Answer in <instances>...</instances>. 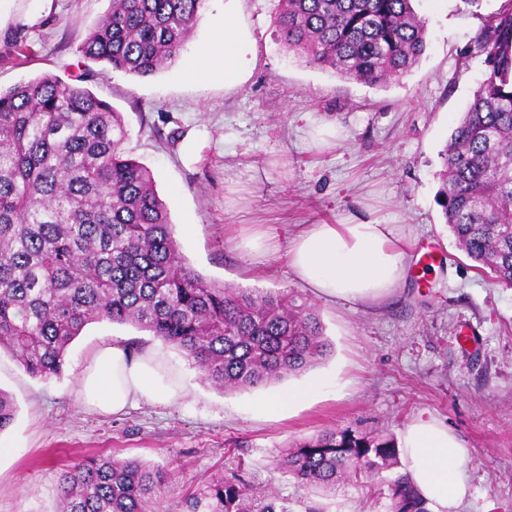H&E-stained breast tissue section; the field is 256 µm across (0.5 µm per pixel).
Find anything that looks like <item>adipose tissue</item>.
Instances as JSON below:
<instances>
[{"label":"adipose tissue","mask_w":512,"mask_h":512,"mask_svg":"<svg viewBox=\"0 0 512 512\" xmlns=\"http://www.w3.org/2000/svg\"><path fill=\"white\" fill-rule=\"evenodd\" d=\"M247 44L235 11L225 9L212 44L190 67L188 78L240 80L249 64ZM243 245L266 258L285 255L294 277L314 296L353 306L390 296L408 272L410 243L398 225L351 216L333 224L302 225L283 245L257 230ZM163 372L161 359L152 352L135 356L116 341L101 345L79 374L78 401L112 416L141 402L170 404L182 396L184 386ZM401 444L403 470L433 512H459L469 483L462 471L466 450L457 437L437 420L420 417L406 425Z\"/></svg>","instance_id":"adipose-tissue-1"}]
</instances>
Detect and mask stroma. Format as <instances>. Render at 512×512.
I'll return each mask as SVG.
<instances>
[{
    "label": "stroma",
    "instance_id": "1",
    "mask_svg": "<svg viewBox=\"0 0 512 512\" xmlns=\"http://www.w3.org/2000/svg\"><path fill=\"white\" fill-rule=\"evenodd\" d=\"M224 2L206 0L174 62L134 77L79 51L110 0H0V89L52 73L120 112L126 148L150 170L181 255L208 281L302 291L285 257L256 265L238 232L259 228L283 244L298 225L345 215L401 225L411 256L432 249L438 262L375 306L315 300L329 355L281 381L231 393L205 383L179 350L130 324L87 325L62 375L48 380L31 377L1 350L0 389L17 411L0 433V512H56L60 472L101 453L165 467L166 512H192V503L193 512H208V485L217 476L286 498L292 512H384L365 489L324 496L274 459L327 428L397 442L418 417L441 421L467 450L470 490L461 512H512V288L475 268L438 199L441 153L485 71L465 50L483 16L504 0H414L426 21V48L407 74L381 86L341 78L288 51L274 25L280 0H236L250 65L246 81L230 89L185 77L223 18ZM19 38L32 45V56L16 52ZM312 120L336 125L341 139L313 147ZM190 135L198 142L193 156L183 151ZM254 174L257 191L228 208V188ZM186 224L191 233H183ZM115 340L160 354L179 373L185 396L119 416L81 407L79 370L97 346ZM316 375L324 388L294 413L255 410L258 399Z\"/></svg>",
    "mask_w": 512,
    "mask_h": 512
}]
</instances>
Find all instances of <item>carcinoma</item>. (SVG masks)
Wrapping results in <instances>:
<instances>
[{"instance_id":"obj_1","label":"carcinoma","mask_w":512,"mask_h":512,"mask_svg":"<svg viewBox=\"0 0 512 512\" xmlns=\"http://www.w3.org/2000/svg\"><path fill=\"white\" fill-rule=\"evenodd\" d=\"M110 2L80 52L146 77L179 56L205 0ZM412 2L281 0L276 30L308 63L385 85L425 49ZM468 54L483 58L485 74L443 150L438 196L460 249L512 287V0L484 17ZM126 139L120 113L55 74L0 90V349L49 379L87 325L132 324L180 350L225 393L322 359L323 325L300 295L218 286L187 264ZM15 412L0 390V432ZM277 464L326 495L355 484L385 499L387 512H429L397 471L398 446L382 435L324 431L293 443ZM167 479L158 465L97 454L62 472L58 512H166ZM209 490L210 512H291L236 479Z\"/></svg>"}]
</instances>
